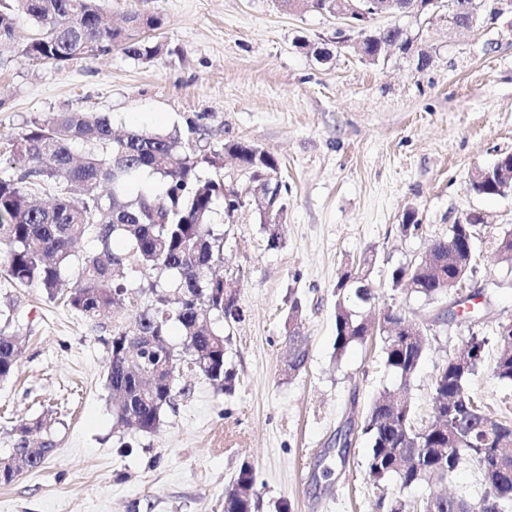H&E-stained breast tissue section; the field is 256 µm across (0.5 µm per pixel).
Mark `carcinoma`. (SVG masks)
Wrapping results in <instances>:
<instances>
[{
	"mask_svg": "<svg viewBox=\"0 0 512 512\" xmlns=\"http://www.w3.org/2000/svg\"><path fill=\"white\" fill-rule=\"evenodd\" d=\"M22 13L39 31L18 54L32 62L63 66L80 55L119 47L129 57L151 60L162 44L146 35L159 30L158 16L128 14L126 26H112L99 0H13L0 12V47L14 41V17ZM401 38L397 27L364 35L362 49L379 55L387 44ZM195 125L184 134L130 129L122 136L112 132L109 116L96 112H67L26 123L9 141L16 166L0 169V270L16 284L35 286L51 298L65 293V302L84 317L94 319L125 299L128 288L116 272L128 264L171 282L150 283L156 303L112 329L108 342V385L118 396L117 420L145 433L155 431L177 394L180 369L193 370L226 392L232 391L233 374L225 368L224 330L241 321L237 297L213 293L214 266L223 263L224 240L214 233L211 218L222 203L224 221L250 205L218 176L204 177L202 169L219 170L223 156L199 155L191 146ZM90 147L75 159L73 146ZM224 151L234 156L264 194L279 188V161L245 141H230ZM144 173L165 181V201L151 192L132 191ZM55 191L49 206L33 203L32 187ZM126 250L112 247L114 239ZM81 239L95 244L84 255L73 282L62 267L74 255ZM477 234L473 224H453L448 237L439 238L429 251L434 260L400 266L392 284L406 285L425 299L453 298L462 304L471 296L458 293L474 267ZM499 259L512 266V229L495 239ZM373 256L356 270H345L336 282V336L334 350L341 357L354 344L372 336L383 343V363L399 392L410 390L424 360L428 336L425 328L409 322L402 311L385 310L384 322L368 320L365 310L375 295L370 286ZM179 295L178 306L168 307L166 289ZM179 323L185 357L175 354L167 326ZM288 375L302 372L308 349L304 337L288 332ZM489 339L473 334L466 344L440 365L433 378L432 418L417 425L411 401L383 390L371 403L362 432L370 435L367 475L374 484L394 478L402 488L445 480L464 461L481 477L483 492L477 498L435 495L416 504L419 512H512V421L489 414L470 393L467 383L483 365ZM496 359L493 375L512 381V331L498 329L494 336ZM23 352L20 338L0 331V381L9 379ZM44 426L37 419L19 429V443L0 457V484L41 467L53 453L54 443L38 447L27 437ZM259 499L251 465L243 463L224 495V512H257Z\"/></svg>",
	"mask_w": 512,
	"mask_h": 512,
	"instance_id": "carcinoma-1",
	"label": "carcinoma"
}]
</instances>
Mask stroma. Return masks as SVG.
Wrapping results in <instances>:
<instances>
[{
    "instance_id": "35a3bbf8",
    "label": "stroma",
    "mask_w": 512,
    "mask_h": 512,
    "mask_svg": "<svg viewBox=\"0 0 512 512\" xmlns=\"http://www.w3.org/2000/svg\"><path fill=\"white\" fill-rule=\"evenodd\" d=\"M115 24L132 10L157 15L164 45L149 61L120 49L64 66L0 54V143L34 118L62 112L110 116L114 131L198 125V152L246 140L279 161L284 240L267 245L254 207L234 223L216 215L224 238L219 273L234 282L244 318L233 325L225 394L183 371L182 392L155 432L117 424L107 383V345L131 308L150 305L148 275L125 267L131 308L85 319L36 287L0 276V329L20 336L24 353L0 382V456L19 426L41 417L38 440L55 452L37 470L0 485V512H224V493L242 463L253 467L259 512H380L379 495L413 502L426 486L374 487L371 448L360 425L371 401L394 378L380 338L335 356L336 281L346 266L374 255L372 313L393 307L429 326V348L410 398L417 422L433 406L439 364L472 332L494 336L512 322V266L493 241L512 228V193L485 196L473 175L512 153V31L502 25L456 29L447 9L428 23L397 15L375 28L401 26L417 50H390L379 64L354 47H336L335 17L288 11L278 0H100ZM330 50L327 62L313 51ZM430 56L419 65L418 51ZM416 211L421 227L399 226ZM479 214L480 247L468 290L488 311L477 324L468 306L426 300L393 287L395 267L419 262L459 218ZM309 358L285 376V324L293 301ZM444 321H437L440 309ZM486 410L512 418V382L483 364L469 382ZM353 424L348 447L338 430Z\"/></svg>"
}]
</instances>
